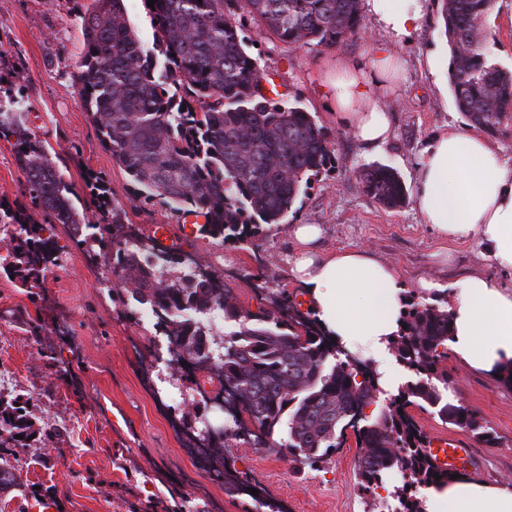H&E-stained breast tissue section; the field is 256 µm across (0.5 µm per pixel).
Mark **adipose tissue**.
I'll return each instance as SVG.
<instances>
[{
	"label": "adipose tissue",
	"instance_id": "obj_1",
	"mask_svg": "<svg viewBox=\"0 0 512 512\" xmlns=\"http://www.w3.org/2000/svg\"><path fill=\"white\" fill-rule=\"evenodd\" d=\"M368 13L387 39L368 66L342 63L333 86L336 117L373 146L390 137L386 113L373 101V80L398 77L395 43L410 42L423 19L420 0H366ZM417 206L423 223L440 238H478L497 267L512 269V157L482 136L454 128L436 135L418 163ZM298 244L292 273L327 335L348 351L366 344L367 359L386 395L397 394L405 374L391 355L404 311L395 270L367 250L325 255L316 243L321 228L293 224ZM450 339L468 369L512 377V288L480 272L455 283L448 294ZM424 512H512V488L468 477L429 486Z\"/></svg>",
	"mask_w": 512,
	"mask_h": 512
}]
</instances>
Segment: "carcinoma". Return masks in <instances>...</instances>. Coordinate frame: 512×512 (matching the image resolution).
Wrapping results in <instances>:
<instances>
[{
  "label": "carcinoma",
  "mask_w": 512,
  "mask_h": 512,
  "mask_svg": "<svg viewBox=\"0 0 512 512\" xmlns=\"http://www.w3.org/2000/svg\"><path fill=\"white\" fill-rule=\"evenodd\" d=\"M362 0H156V39L143 44L128 24L123 0H93L83 13L84 52L75 82L101 144L129 175L135 190L112 198L94 173L86 176L93 207L78 206L60 157L28 126V109L0 78V139H15L25 179L23 198L0 201V224L13 226L9 256L24 286L44 282L62 248L45 224L95 229L89 239L107 248L112 272L128 279L112 302L130 298L164 313L163 335L186 354L208 362L233 386L224 436L237 439L242 417L249 443L314 470L361 440L359 489L374 494L400 471L408 477L385 497L389 512H422L419 488L448 481L452 471L426 453L427 437L411 409L462 428L493 447L497 436L478 414L448 401V291L432 302L404 297L401 335L391 342L408 373L398 393L380 399L370 363L332 342L293 295L282 290L252 311L220 275L151 236L129 238L128 210L157 201L182 216L203 218L201 231L245 241L265 224L279 231L304 188L326 166L332 143L315 117L269 98L258 62L246 50L242 20L262 26L293 49L324 50L354 38L363 25ZM450 51L448 88L456 110L489 135L512 123V70L483 48V22L492 0H440ZM367 197L385 209L407 201L397 170L358 167ZM224 323V336L213 327ZM35 427L17 400L0 398V492L18 486L12 449L30 447Z\"/></svg>",
  "instance_id": "carcinoma-1"
}]
</instances>
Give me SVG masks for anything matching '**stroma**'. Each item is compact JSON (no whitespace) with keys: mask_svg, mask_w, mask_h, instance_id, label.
<instances>
[{"mask_svg":"<svg viewBox=\"0 0 512 512\" xmlns=\"http://www.w3.org/2000/svg\"><path fill=\"white\" fill-rule=\"evenodd\" d=\"M90 0H0V70L24 89L33 130L64 159L66 178L85 194L87 170L102 173L116 199L131 185L123 168L98 138L91 112L73 73L83 53L80 6ZM439 0H424V18L410 43L399 46L403 72L380 88L393 135L383 147L360 142L339 128L325 84L340 61L369 63L384 32L365 17L360 33L343 46L295 50L256 24L244 30L248 52L284 102H299L335 137L332 160L313 180L289 215L292 224H319V248L331 254L365 249L392 266L403 294L422 277L445 285L476 271L512 285V270L494 266L477 240L443 241L423 224L417 202L387 210L372 203L354 176L362 164L396 168L408 192L417 188L416 159L428 141L449 128L469 125L455 109L448 85V44L441 33ZM484 47L492 62L512 69V0H493L484 22ZM52 234L64 251L45 285L22 287L0 272V391L21 399L36 425L60 431L58 462L44 465L29 449L16 453L18 485L0 493V512H32L48 503L62 512H190L194 489L182 481L193 470L173 415L187 413L190 383L158 367L146 385L137 349L155 347V329L136 302L112 301L109 266L92 242L78 244L71 227ZM179 250L204 268L223 274L244 305L257 304L258 289L298 292L289 261L295 249L288 230L259 228L234 243L195 234ZM446 365L451 391L496 432L494 447L473 444L482 463L480 481L512 486V385L468 370L456 356ZM355 448L323 468L298 466L283 454L240 439L225 441L223 460L234 483L212 485L204 473L206 512H366L358 488Z\"/></svg>","mask_w":512,"mask_h":512,"instance_id":"35a3bbf8","label":"stroma"}]
</instances>
